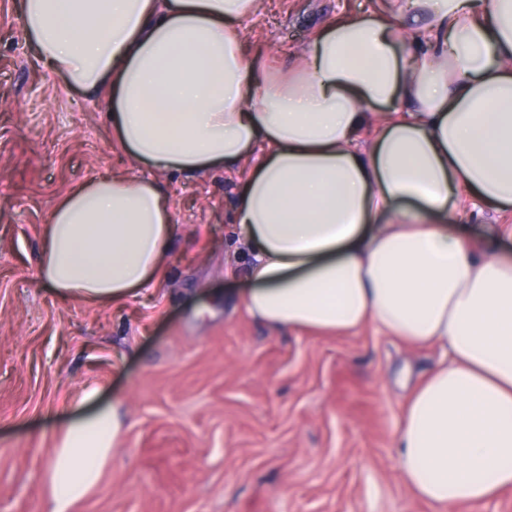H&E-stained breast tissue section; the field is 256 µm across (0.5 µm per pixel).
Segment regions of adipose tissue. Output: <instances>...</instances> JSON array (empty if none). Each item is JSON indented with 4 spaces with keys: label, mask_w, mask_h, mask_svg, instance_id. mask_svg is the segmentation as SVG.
Returning a JSON list of instances; mask_svg holds the SVG:
<instances>
[{
    "label": "adipose tissue",
    "mask_w": 512,
    "mask_h": 512,
    "mask_svg": "<svg viewBox=\"0 0 512 512\" xmlns=\"http://www.w3.org/2000/svg\"><path fill=\"white\" fill-rule=\"evenodd\" d=\"M259 4L21 0V18L63 87L106 97L136 160L195 173L265 144L236 211L255 253L246 312L446 349L407 402L402 479L438 512L494 498L512 487V259L448 216L467 196L512 205V0H380L264 76L239 35ZM172 235L156 182L99 175L54 205L37 275L60 299L116 304L154 281ZM120 430L114 406L62 427L50 512L98 487Z\"/></svg>",
    "instance_id": "1"
}]
</instances>
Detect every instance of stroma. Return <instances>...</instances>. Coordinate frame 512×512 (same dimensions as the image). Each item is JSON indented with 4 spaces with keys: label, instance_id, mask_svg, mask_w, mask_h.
<instances>
[{
    "label": "stroma",
    "instance_id": "obj_1",
    "mask_svg": "<svg viewBox=\"0 0 512 512\" xmlns=\"http://www.w3.org/2000/svg\"><path fill=\"white\" fill-rule=\"evenodd\" d=\"M369 0H263L244 44L287 67L329 20ZM0 0V512H47L55 433L88 388L117 404L112 462L73 512H436L405 487L397 431L447 354L369 325L278 328L242 306L250 248L232 216L250 166L159 172L121 151L104 97L65 90ZM158 181L174 235L158 279L124 306L56 299L37 276L45 224L101 173ZM456 233L512 224L467 203Z\"/></svg>",
    "mask_w": 512,
    "mask_h": 512
}]
</instances>
